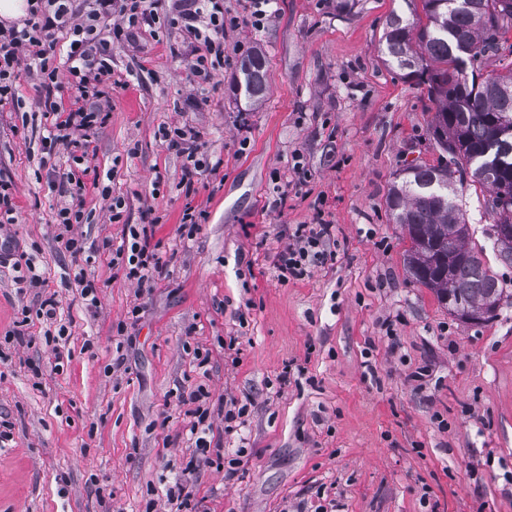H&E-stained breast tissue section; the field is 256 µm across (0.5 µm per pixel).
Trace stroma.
I'll return each mask as SVG.
<instances>
[{
    "instance_id": "35a3bbf8",
    "label": "stroma",
    "mask_w": 512,
    "mask_h": 512,
    "mask_svg": "<svg viewBox=\"0 0 512 512\" xmlns=\"http://www.w3.org/2000/svg\"><path fill=\"white\" fill-rule=\"evenodd\" d=\"M404 7L277 0L262 30L228 33L229 60L200 105L168 36L115 44L107 119L81 175L88 220L72 228L95 247L83 265L58 243L50 182L68 172L67 152L37 150L39 101L69 110L77 92L63 76L47 94L20 73L23 112L0 109V180L15 203L0 236L36 256L41 281L18 289L0 267V417L12 433L0 446V512H144L165 506L189 464L190 512H512V267L492 248L490 194L468 179L457 188L470 244L504 281L486 321L454 316L412 281L406 231L386 212L406 164L441 160L425 86L381 52L387 16ZM239 44L269 61L260 100L232 91ZM171 126L195 131L219 170L185 184L162 138ZM115 198L125 224L154 223L165 278L140 285L112 267L124 226L109 221ZM188 207L206 214L189 237L179 230ZM316 222L331 227L333 259L279 282L275 253ZM81 270L97 310L84 305ZM48 296L69 328L59 361L41 320L15 333L22 308ZM199 389L216 457L189 433ZM235 404L248 412L228 432Z\"/></svg>"
}]
</instances>
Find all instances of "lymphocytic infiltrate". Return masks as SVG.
Here are the masks:
<instances>
[{
	"label": "lymphocytic infiltrate",
	"instance_id": "f902f5d3",
	"mask_svg": "<svg viewBox=\"0 0 512 512\" xmlns=\"http://www.w3.org/2000/svg\"><path fill=\"white\" fill-rule=\"evenodd\" d=\"M29 17L23 27L0 24V103L18 102L17 79L26 71L39 79L44 89L57 85L60 73L85 99V106L72 111L61 110L53 102H45L53 122L42 139V150L51 153L57 145H65L74 166L88 162V133L102 123L98 105L102 86L112 76V46L142 30L155 33H179L192 47L187 59L197 92L207 90L215 74L223 69L224 37L227 32L247 27L263 29L273 11L275 0H244L241 14L224 13V0H173L171 9L158 12L157 0H27ZM65 33L66 48L59 57L47 55L44 45ZM165 138L182 158L183 178H195L215 172L219 164L199 153L193 130L175 126L167 129ZM62 202L56 222L67 228L62 245L72 257L89 254L85 237L72 234L73 225L83 223L84 211L79 198L85 188L72 176L61 177L57 184ZM324 224L298 225L292 244L276 254L275 268L280 282L309 275L312 266L324 262L328 253ZM112 265L124 269L127 279L144 284L166 272L167 263L157 246L150 242L146 229L128 226L118 247L112 250Z\"/></svg>",
	"mask_w": 512,
	"mask_h": 512
}]
</instances>
